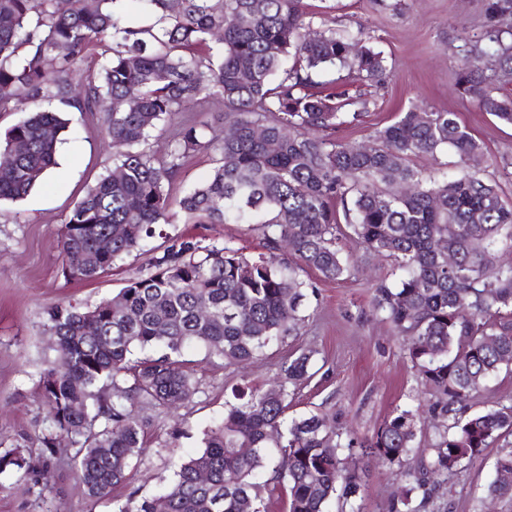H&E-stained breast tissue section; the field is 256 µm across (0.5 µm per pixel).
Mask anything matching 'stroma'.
Here are the masks:
<instances>
[{
	"instance_id": "obj_1",
	"label": "stroma",
	"mask_w": 512,
	"mask_h": 512,
	"mask_svg": "<svg viewBox=\"0 0 512 512\" xmlns=\"http://www.w3.org/2000/svg\"><path fill=\"white\" fill-rule=\"evenodd\" d=\"M311 12L329 13L340 29L363 31L381 51L387 74L383 84L356 82L347 71L339 84L351 85L371 101L361 121L341 128L337 140L371 142L375 131L397 113L417 104L459 114L482 143L485 178L495 180L512 199V126L480 111L464 98L455 71L460 58L483 32V0H307ZM65 117V155L44 181L17 202H0V452L25 445L44 410L38 395V373L51 358L43 332L45 310L55 304L85 307L112 298L127 280L150 271L154 255L172 239L192 236L207 243H229L248 256L263 250L257 232L244 224H188L178 208L169 223L124 260L91 281L66 279L62 273L59 233L62 221L105 167L114 148L101 120L75 110ZM343 255L359 259L354 275L328 281L313 270L300 277L315 290L300 336L272 342L264 355L228 365L209 356L203 345L187 348L199 391L176 414L151 411L146 451L130 480L97 502L82 494L73 473L69 449H62L51 483L59 495L57 512H112L129 495L149 497L170 482L175 458L197 451L204 428L224 414V404L241 384L264 388L276 381L282 362L299 349L315 353L318 373L290 396L287 418L323 414L337 419L355 438L371 436L397 408L426 400L427 389L400 354L390 325L371 315L373 288L380 279L395 282L390 261H362V247L343 237ZM512 446V435L488 448L483 456L449 476L436 493L429 512H512V498L484 497L493 478L500 449ZM362 481L356 497L363 512H388L400 486L398 477L374 463L359 461ZM31 483L16 472L0 474V512H45Z\"/></svg>"
}]
</instances>
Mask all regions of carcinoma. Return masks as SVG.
Masks as SVG:
<instances>
[{
	"label": "carcinoma",
	"mask_w": 512,
	"mask_h": 512,
	"mask_svg": "<svg viewBox=\"0 0 512 512\" xmlns=\"http://www.w3.org/2000/svg\"><path fill=\"white\" fill-rule=\"evenodd\" d=\"M512 0H485V47L459 61L461 94L512 124V97L490 86L512 72V40L502 28ZM306 0H0V112L27 113L0 140V200L27 196L57 166L67 120L59 103L103 114L120 148L112 168L67 213L61 254L82 256L73 280H92L169 221L177 205L193 224H248L266 252L248 258L226 243L184 239L154 258V271L128 281L87 309L55 305L43 324L55 356L39 374L45 428L36 453L0 454L54 498L57 439L73 450L78 485L91 500L128 480L146 447L145 408L170 411L198 393L182 350L202 344L232 365L255 359L273 340L300 335L308 300L299 271L344 280L352 265L337 241L345 230L367 253L401 270L375 284L372 312L388 321L401 352L431 391L428 412L442 430L426 464L412 465L422 405L391 414L359 442L362 456L403 482L388 512H425L435 492L465 464L512 435V400L466 414L487 383L512 366V200L480 174L482 144L455 112L412 107L378 130L373 143L336 141V131L369 111L365 94L324 80L340 67L360 80L385 78L381 52L362 32L336 31ZM102 52L88 62L95 46ZM80 74L79 92L71 78ZM219 100L234 133L207 137L185 116ZM112 109H107V104ZM167 142L157 156L150 140ZM453 150L467 170L426 176L420 154ZM212 150L217 165L201 185L176 181L190 156ZM408 185L402 193L393 187ZM288 249L295 263L276 252ZM455 265L448 267V254ZM207 307L209 314L200 313ZM314 352L280 366L281 381L244 387L201 446L174 464L158 495H133L115 512H264L262 493L283 487L288 512H362L358 468L344 465L354 441L312 414L286 419L287 385L311 377ZM241 448L251 449L243 455ZM209 475L206 482L198 474ZM491 496H512V448L494 461Z\"/></svg>",
	"instance_id": "obj_1"
}]
</instances>
